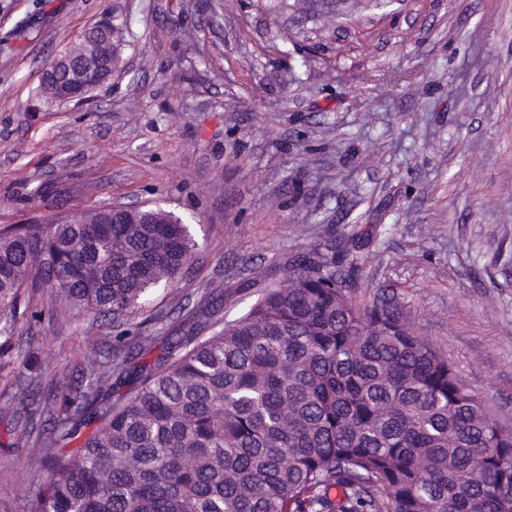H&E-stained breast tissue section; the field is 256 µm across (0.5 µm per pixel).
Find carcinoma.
I'll list each match as a JSON object with an SVG mask.
<instances>
[{
	"label": "carcinoma",
	"mask_w": 512,
	"mask_h": 512,
	"mask_svg": "<svg viewBox=\"0 0 512 512\" xmlns=\"http://www.w3.org/2000/svg\"><path fill=\"white\" fill-rule=\"evenodd\" d=\"M128 17L88 28L122 64ZM126 224L0 226V378L22 396L7 448L40 449L26 512H512V430L501 427L390 284L360 304L348 225L288 257L224 322L222 288L184 304L163 336L146 311L196 260L177 213L144 204ZM104 320L100 360L61 377L35 337L49 305Z\"/></svg>",
	"instance_id": "carcinoma-1"
}]
</instances>
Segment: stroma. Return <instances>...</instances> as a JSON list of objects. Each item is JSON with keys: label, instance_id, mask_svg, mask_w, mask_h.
Masks as SVG:
<instances>
[{"label": "stroma", "instance_id": "stroma-1", "mask_svg": "<svg viewBox=\"0 0 512 512\" xmlns=\"http://www.w3.org/2000/svg\"><path fill=\"white\" fill-rule=\"evenodd\" d=\"M116 5L122 71L40 104L45 64ZM146 202L197 226L179 295L231 290L228 322L338 218L381 227L359 298L394 285L512 428V0H0V226ZM105 334L58 309L42 367ZM37 454L0 451V512H25Z\"/></svg>", "mask_w": 512, "mask_h": 512}]
</instances>
